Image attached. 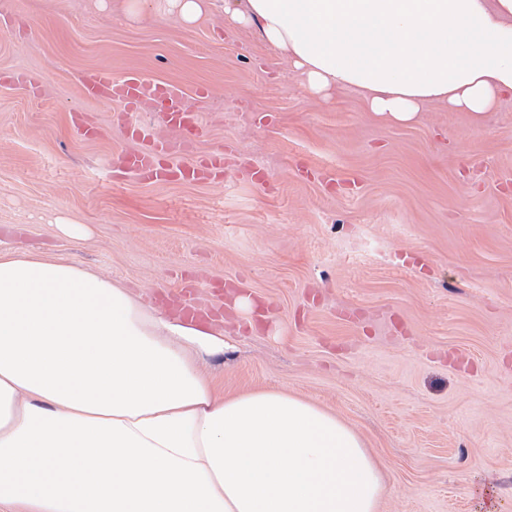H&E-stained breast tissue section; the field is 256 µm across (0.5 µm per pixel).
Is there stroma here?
<instances>
[{"mask_svg": "<svg viewBox=\"0 0 512 512\" xmlns=\"http://www.w3.org/2000/svg\"><path fill=\"white\" fill-rule=\"evenodd\" d=\"M0 0V249L64 258L168 310L191 283L222 310L224 390L282 388L336 411L380 460V512H512V98L409 122L349 90L307 93L257 28L184 23L167 0ZM109 67L178 84L206 129L141 183L121 159L160 109L86 98ZM205 97H198V90ZM82 225L74 239L60 222ZM252 312L225 305L224 287ZM224 169V155L216 154L205 160H199L192 167L186 169L199 181H207Z\"/></svg>", "mask_w": 512, "mask_h": 512, "instance_id": "stroma-1", "label": "stroma"}]
</instances>
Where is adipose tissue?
Instances as JSON below:
<instances>
[{"label": "adipose tissue", "mask_w": 512, "mask_h": 512, "mask_svg": "<svg viewBox=\"0 0 512 512\" xmlns=\"http://www.w3.org/2000/svg\"><path fill=\"white\" fill-rule=\"evenodd\" d=\"M307 91L407 122L512 95V0H224ZM219 329L79 265L0 251V512H379L362 436L294 393L220 392Z\"/></svg>", "instance_id": "1"}]
</instances>
